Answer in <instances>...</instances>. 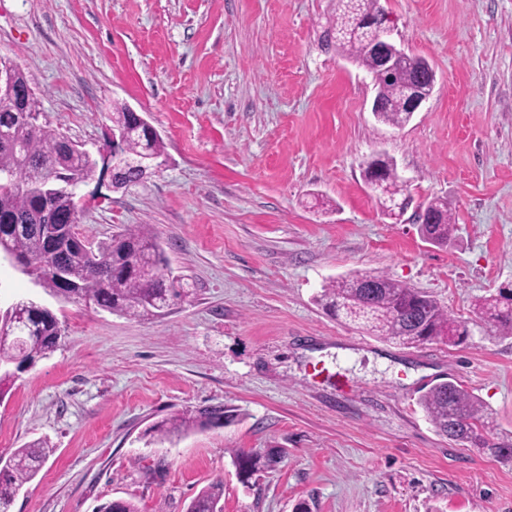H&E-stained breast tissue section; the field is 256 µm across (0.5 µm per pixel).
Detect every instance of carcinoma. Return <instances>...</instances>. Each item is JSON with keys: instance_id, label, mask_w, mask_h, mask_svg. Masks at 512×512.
<instances>
[{"instance_id": "cac0c4a2", "label": "carcinoma", "mask_w": 512, "mask_h": 512, "mask_svg": "<svg viewBox=\"0 0 512 512\" xmlns=\"http://www.w3.org/2000/svg\"><path fill=\"white\" fill-rule=\"evenodd\" d=\"M375 0H337L336 27L326 34L325 46L353 59L372 74L382 101L376 117L395 127L412 118L407 94L425 72L421 60L410 58L399 69L381 70L366 51L372 29L366 20L376 17ZM35 96L26 97L22 109L0 103V212H11L18 224L0 223V246L17 257L35 263L34 277L49 293L66 300L91 301L111 312L135 318L157 316L164 308L184 301L189 290L168 280V258L157 237L139 227H126L112 242L97 250L72 240L77 233L71 223L75 200L68 189L49 195L52 204L44 209V192L64 178L79 185L95 173L97 162L65 146V136L39 123ZM381 172L373 188L384 211L395 215L404 184L393 164L382 158L368 163L367 176ZM429 207L436 213L434 224H419L420 236L433 245H448L456 230L448 202L434 198ZM58 233L57 248L48 251V233ZM503 292L481 296L474 302L476 326L512 334V306L502 300ZM317 301L327 310L360 325L373 336L404 347L441 340L458 345L471 335L469 325L453 317L432 296L385 275H372V283L360 285L344 277L323 286ZM61 327L54 313L33 301L20 300L11 311L0 313V393L7 392L13 370L28 367L57 346ZM418 405L435 429L469 448L488 449L501 459L512 460V439L495 432L494 420L482 401L461 384L446 380L424 391ZM224 408L215 406L193 414L175 416L155 423L153 437L166 440L193 430L221 425ZM53 452L45 441H34L0 457V512H7L12 496L37 473ZM240 470L252 475L274 463V456L240 453ZM224 486L214 482L190 503L188 512H216ZM99 512H139L124 499L103 504Z\"/></svg>"}]
</instances>
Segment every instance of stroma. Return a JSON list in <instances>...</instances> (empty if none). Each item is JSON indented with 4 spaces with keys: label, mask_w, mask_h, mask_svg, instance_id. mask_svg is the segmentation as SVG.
I'll use <instances>...</instances> for the list:
<instances>
[{
    "label": "stroma",
    "mask_w": 512,
    "mask_h": 512,
    "mask_svg": "<svg viewBox=\"0 0 512 512\" xmlns=\"http://www.w3.org/2000/svg\"><path fill=\"white\" fill-rule=\"evenodd\" d=\"M393 38L436 73L402 127L371 111L373 78L326 49L336 0H0V56L40 123L91 153L128 106L164 152L116 189L98 166L78 195L92 247L140 225L191 295L140 319L49 295L0 263V303L28 297L64 330L0 398V455L52 454L9 512H187L215 481L223 512H512V462L439 434L417 404L452 379L512 436V335L403 349L327 313L340 276L382 273L474 321L512 283V0H380ZM391 159L409 204L386 215L364 179ZM446 198L440 248L416 208ZM221 406L224 426L160 442L162 419ZM277 451L240 476L239 451ZM429 207L436 213L435 224H418L417 230L421 238L432 242L438 247L448 246L456 230L455 219L448 207V202L440 198L429 201Z\"/></svg>",
    "instance_id": "stroma-1"
}]
</instances>
